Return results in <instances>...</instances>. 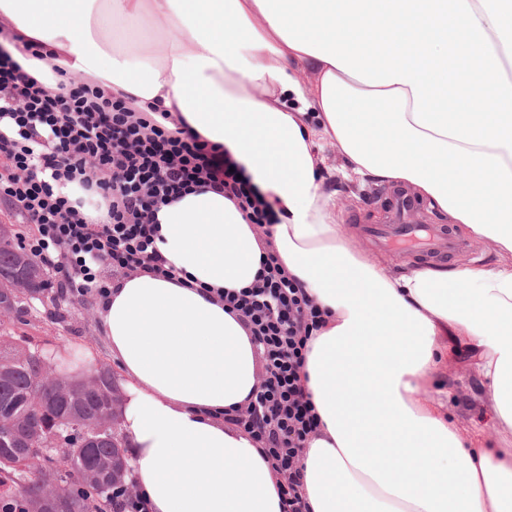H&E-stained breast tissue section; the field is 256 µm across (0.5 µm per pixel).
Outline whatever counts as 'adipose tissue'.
I'll return each mask as SVG.
<instances>
[{
    "mask_svg": "<svg viewBox=\"0 0 512 512\" xmlns=\"http://www.w3.org/2000/svg\"><path fill=\"white\" fill-rule=\"evenodd\" d=\"M0 17L70 76L229 149L279 217L266 235L223 195H187L157 214L175 279L141 270L99 301L149 512H282L259 445L224 421L260 356L214 295L269 251L325 312L301 374L320 421L310 512H512V0H0ZM324 142L495 263L392 274L340 224ZM452 339L489 388L494 442L431 394Z\"/></svg>",
    "mask_w": 512,
    "mask_h": 512,
    "instance_id": "1",
    "label": "adipose tissue"
}]
</instances>
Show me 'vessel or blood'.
Returning a JSON list of instances; mask_svg holds the SVG:
<instances>
[{
    "label": "vessel or blood",
    "instance_id": "vessel-or-blood-1",
    "mask_svg": "<svg viewBox=\"0 0 512 512\" xmlns=\"http://www.w3.org/2000/svg\"><path fill=\"white\" fill-rule=\"evenodd\" d=\"M388 202L385 223L366 226L365 231L378 248H401L425 253L435 259L452 257L462 244L444 224L416 223L418 200L403 189L384 190Z\"/></svg>",
    "mask_w": 512,
    "mask_h": 512
}]
</instances>
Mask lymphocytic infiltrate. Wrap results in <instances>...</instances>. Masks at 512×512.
<instances>
[{"label": "lymphocytic infiltrate", "instance_id": "obj_1", "mask_svg": "<svg viewBox=\"0 0 512 512\" xmlns=\"http://www.w3.org/2000/svg\"><path fill=\"white\" fill-rule=\"evenodd\" d=\"M0 23V199L35 227L29 250L59 278L52 301L104 295L106 272H175L155 246L161 206L196 190L224 195L249 223L268 231L277 213L245 167L223 146L171 129L129 96L57 72L55 88L26 73ZM105 207L103 220L86 207ZM261 353L263 382L242 422L281 479L283 512H308L299 462L318 426L300 372L323 313L274 253L263 255L254 284L221 292Z\"/></svg>", "mask_w": 512, "mask_h": 512}]
</instances>
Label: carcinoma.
Returning a JSON list of instances; mask_svg holds the SVG:
<instances>
[{
  "instance_id": "carcinoma-1",
  "label": "carcinoma",
  "mask_w": 512,
  "mask_h": 512,
  "mask_svg": "<svg viewBox=\"0 0 512 512\" xmlns=\"http://www.w3.org/2000/svg\"><path fill=\"white\" fill-rule=\"evenodd\" d=\"M14 272V252L0 249V278L7 280ZM45 292L38 285L24 297H14L10 307L21 318L26 303ZM49 370L48 359L37 348L25 347L15 338L0 334V414L31 423L36 430L0 428V487L3 496L24 502L25 512H56V503L42 497L44 484L54 486L65 512H108L112 507L109 492L112 480L109 467L119 453L112 431H96L99 413L110 406L112 374L104 366L95 369V386H74L58 393L52 386H41ZM42 388L43 400L37 403L33 393ZM80 431L96 439V459H91L76 444H65L56 468L48 473L32 474L19 461L38 448L56 444L58 436Z\"/></svg>"
}]
</instances>
